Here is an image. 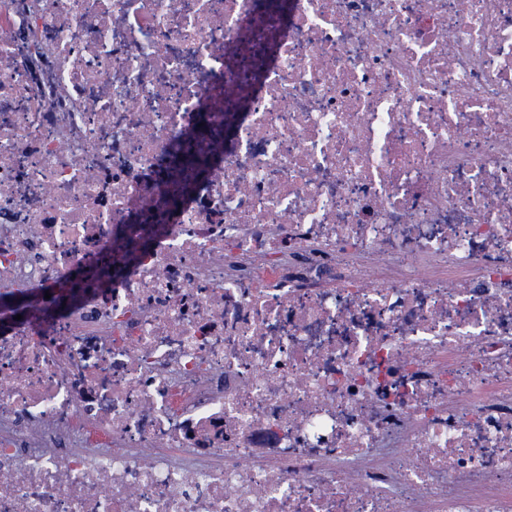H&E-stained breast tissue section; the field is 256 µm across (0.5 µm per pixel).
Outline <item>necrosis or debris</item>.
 <instances>
[{"label":"necrosis or debris","mask_w":512,"mask_h":512,"mask_svg":"<svg viewBox=\"0 0 512 512\" xmlns=\"http://www.w3.org/2000/svg\"><path fill=\"white\" fill-rule=\"evenodd\" d=\"M0 512H512V0H0Z\"/></svg>","instance_id":"1"}]
</instances>
